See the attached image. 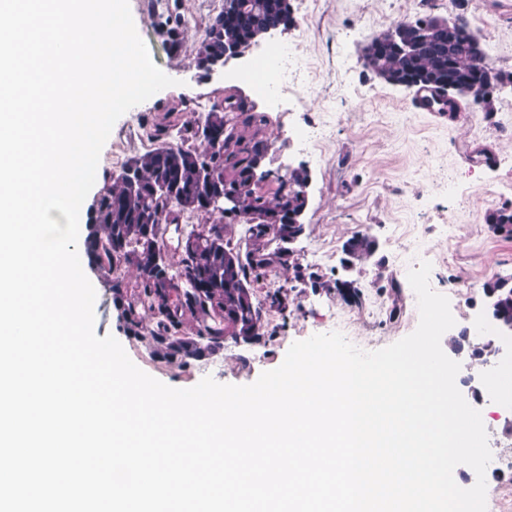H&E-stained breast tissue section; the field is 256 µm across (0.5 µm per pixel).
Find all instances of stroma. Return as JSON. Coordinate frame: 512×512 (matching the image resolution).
Here are the masks:
<instances>
[{"label": "stroma", "instance_id": "35a3bbf8", "mask_svg": "<svg viewBox=\"0 0 512 512\" xmlns=\"http://www.w3.org/2000/svg\"><path fill=\"white\" fill-rule=\"evenodd\" d=\"M295 24L273 38L294 49L309 71L301 96L266 100L248 90L241 76L264 56L265 43L245 58L232 60L213 73L197 66L196 49L211 18L224 0H129L130 11L153 62L175 86L131 108L114 124L99 159L96 182L85 199L84 224L92 206L130 158L154 144L157 128L190 124L199 113L223 106L236 95L268 119L262 135L269 145L265 167L287 175L297 167L309 174L305 231L294 248L300 263L323 279H349L361 294L349 301L340 291L296 280L278 270L260 281L265 337L248 344L226 340L223 348L189 364L151 355L148 339L127 336L120 326L109 283L96 272L87 277L96 291L94 332L114 336L141 370L173 388H190L205 377L223 384L248 385L262 372L279 367L290 346L315 334L341 332L369 351L384 348L412 333L419 323L417 298L407 273L416 254L432 265L430 284L450 300L458 335L465 318H476L485 284L512 275V237L494 233L485 222L488 211L504 202L492 185L512 179V11H500L496 0H291ZM171 10L180 21L182 48L169 52L151 24L155 10ZM464 14L484 45L494 72L507 84L494 92L493 112L473 100L449 118L416 106L411 90L387 84L364 68L362 49L397 23L432 14ZM325 129L312 153L287 144L289 130ZM478 147L492 150L486 163ZM359 234L376 240V254L352 271H344V243ZM330 249L320 260L319 248ZM282 290L288 308L267 305L268 293ZM466 401L480 410L490 447L512 445L507 425L512 405L496 403L485 390L483 374L460 385Z\"/></svg>", "mask_w": 512, "mask_h": 512}]
</instances>
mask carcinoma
I'll return each instance as SVG.
<instances>
[{
    "instance_id": "obj_1",
    "label": "carcinoma",
    "mask_w": 512,
    "mask_h": 512,
    "mask_svg": "<svg viewBox=\"0 0 512 512\" xmlns=\"http://www.w3.org/2000/svg\"><path fill=\"white\" fill-rule=\"evenodd\" d=\"M426 18L403 22L396 28L413 46L408 53L376 42L363 49V66L385 82L414 77L423 83L441 84L480 79L493 74L487 53H479L477 37L466 19H460L455 42L441 37ZM295 24L290 0H226L224 10L209 23L197 55L212 61L224 57V49L247 52L276 27ZM154 26L166 36L169 49L180 48L179 22L172 16ZM266 116L232 96L225 107L213 108L195 124L183 128L182 143L167 140V132L154 133L155 146L131 158L112 175L95 205L85 252L98 270L111 278L113 303L119 310L124 331L149 339L152 354L166 361L186 363L224 347L226 337H246L261 343L262 308L254 284L282 268L302 276L298 258H283L278 238L301 232V226L286 223L287 213L302 205L299 187L308 179L305 168H295L288 187L272 194L245 192V208L230 224H202L184 232L181 214L209 215L216 209L209 199L224 186H249L255 162L268 151L260 138ZM253 129L251 137L243 135ZM190 140L205 143L200 150ZM485 222L494 230L511 228L512 210L496 209ZM248 225L250 246L241 251L233 242L232 224ZM179 254L177 265L168 258ZM376 251L367 235L349 239L343 246L348 266L367 262ZM135 269L131 296L123 294L118 272ZM495 292L498 314L512 319V284L504 280L487 285ZM194 319L187 328V317Z\"/></svg>"
}]
</instances>
